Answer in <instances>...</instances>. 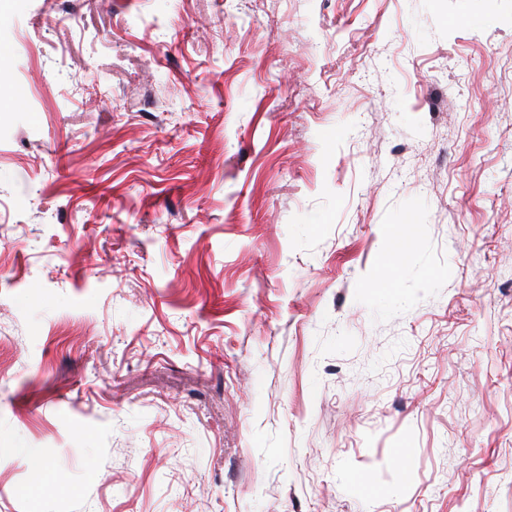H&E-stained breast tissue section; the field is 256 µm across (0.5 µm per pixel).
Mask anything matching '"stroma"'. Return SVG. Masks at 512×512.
<instances>
[{
    "mask_svg": "<svg viewBox=\"0 0 512 512\" xmlns=\"http://www.w3.org/2000/svg\"><path fill=\"white\" fill-rule=\"evenodd\" d=\"M0 448V512H512V0H0Z\"/></svg>",
    "mask_w": 512,
    "mask_h": 512,
    "instance_id": "obj_1",
    "label": "stroma"
}]
</instances>
